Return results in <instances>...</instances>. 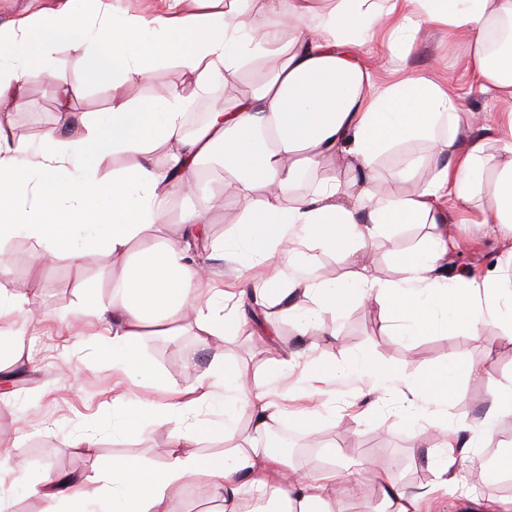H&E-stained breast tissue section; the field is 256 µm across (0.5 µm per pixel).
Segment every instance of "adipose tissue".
Segmentation results:
<instances>
[{"mask_svg":"<svg viewBox=\"0 0 512 512\" xmlns=\"http://www.w3.org/2000/svg\"><path fill=\"white\" fill-rule=\"evenodd\" d=\"M172 2L169 12L108 17L96 28L111 50L89 55L82 75L63 85L58 121L43 137L30 185L12 182L25 150L0 138V224L34 241L45 257L68 252L79 230L104 225L90 245L109 252L122 270L110 303L92 298L86 308L107 323L113 369L130 384L143 381L132 369L139 337L150 330L164 333L175 316L192 314L199 343L215 349L208 370L188 392L171 394L161 404L136 405L124 392L113 397L114 408L137 407L122 425L127 433L178 423L171 433L173 450L155 474L130 462L113 463L120 512H169L195 475L204 477L218 512H243L247 499L257 503V512H335L329 492L339 485L352 493L350 470L374 460L351 448L347 469L303 472L286 481L285 455L261 443L292 413L279 386L289 376L301 384L368 379L379 387L388 372L367 360L316 369L308 354L284 349L263 375L249 378L226 363L220 344L253 316L260 323L252 339L268 342L278 333L279 315L295 322L310 345L334 340L336 317L360 298L397 336L440 324L475 336L491 323L512 335V284L490 273L479 279L462 275L450 266L460 248L455 225L474 224L483 234L512 239V44L495 56L488 47L494 30L512 24V0H224L220 10L189 15L178 11L181 0ZM427 26L463 43L475 80L508 102L484 134L472 132V114L437 72L402 68L381 86L358 52L360 32L370 29L381 33L391 54H409ZM86 31L68 4L36 23L0 28V58L8 55L17 63L14 70L0 71V102L20 103L26 83L41 75L36 60ZM170 60L193 76L198 94L217 80L236 78L248 64L264 62L268 68L254 91L211 112L191 133L182 92L146 106L133 104L124 92ZM112 71L122 77L113 87L109 113L70 111L86 76ZM421 140L430 144V178L415 179L409 166L379 173L384 150ZM159 147L165 151L160 164L150 159ZM118 153L134 158V165L102 184L101 166ZM333 157L357 172L350 185L318 177ZM213 161L233 173L238 196L248 197L258 186L265 192L262 204L233 224V245L222 251L220 272L195 252L207 232L203 210L184 213L177 238H144L161 222L164 204L194 191L200 166ZM102 192L109 198L105 211L95 204ZM446 198L457 209L444 208ZM402 224L428 225L427 245L400 256L398 282H380L361 253ZM326 253L341 255L347 272L323 275L318 257ZM461 374L478 379L483 371L474 364L446 367L431 372L422 387L444 407ZM219 398L232 407L245 404L247 426L228 414L217 424L180 428V421ZM292 414L307 434L321 419L305 407ZM428 426L445 440L434 458L445 483L461 482L466 455L458 437L470 431V423L435 418ZM199 437L224 439L231 449L221 458L181 454V447ZM43 496L47 512H90L95 498L69 475L47 482Z\"/></svg>","mask_w":512,"mask_h":512,"instance_id":"obj_1","label":"adipose tissue"}]
</instances>
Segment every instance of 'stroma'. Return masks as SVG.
I'll return each mask as SVG.
<instances>
[{
  "label": "stroma",
  "instance_id": "stroma-1",
  "mask_svg": "<svg viewBox=\"0 0 512 512\" xmlns=\"http://www.w3.org/2000/svg\"><path fill=\"white\" fill-rule=\"evenodd\" d=\"M76 4L87 27L93 28L99 23V5H107L117 16L150 15L163 11L167 0H76ZM86 49L81 39L60 45L45 63L44 75L27 84L25 102L13 120L29 157H36L45 129L56 123L60 87L82 70ZM359 50L372 66L378 84H386L392 69L401 66L413 70L434 66L452 84L468 112L484 119L504 109L496 94L481 88L467 70L465 46L449 43L446 35H419L402 60L379 51L367 40L361 42ZM262 75L260 67H250L236 79L214 84L207 93L197 95L192 91L191 75L169 62L154 68L135 101H158L178 89L189 94L191 110L208 113L250 93ZM229 182L223 171L207 173L200 180L199 194L170 200L166 221L156 227V234L170 235L183 211L198 208L205 194H223ZM427 232V225L403 224L395 234L379 237L368 254L376 275L389 283L398 282L397 255L420 249ZM456 232L464 245L463 262L471 269L483 271L504 259L501 240L485 238L476 225H457ZM120 270V262L111 255L86 247L79 260L63 256L52 267L26 261L11 268L4 282L10 293L40 306L45 315L34 320L17 313L0 321V364L9 366L12 374L9 394L0 397V512H44L46 503L36 487L55 473L81 476L108 498L112 495L113 462L130 458L151 473L165 461L160 451L170 443V425L154 426L144 436L119 430L121 414L112 408L116 380L112 342L95 317L79 313L87 296L103 303L110 300L109 285ZM336 326L340 330L338 340L320 342L312 352L316 363L346 368L368 357L395 371L399 380L382 392L368 391L355 380L301 387L296 404H314L324 416L315 430L322 442L310 444L304 434L296 433L295 446L286 451L290 467L314 473L334 462L325 445L359 448L384 462L394 483L409 488L432 487L438 481L435 465L414 460L413 455L420 445L431 447L441 444L442 439L433 434L418 439L411 429V417H482L493 392L512 390V335L489 325L477 336L436 330L413 337L407 344L359 301L337 318ZM138 347L139 363L149 372L145 386L136 390L142 399H159L165 393L188 389L208 365L192 329L183 321L167 350L155 348L149 336L141 337ZM223 349L225 360L250 376L260 374L271 357L243 333L227 337ZM452 362L480 365L483 379L459 378L447 407L423 401L418 409H409L401 391L402 381L419 382L430 371ZM87 436L97 443L91 455L80 445ZM465 493L484 503L510 499L512 474H502L492 482L471 475L466 486L451 487L432 501V512H458Z\"/></svg>",
  "mask_w": 512,
  "mask_h": 512
}]
</instances>
